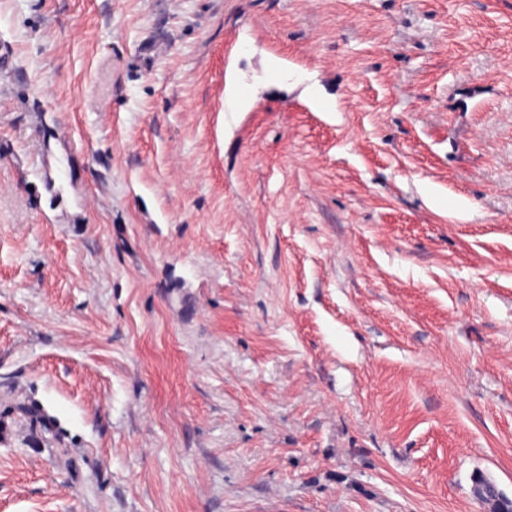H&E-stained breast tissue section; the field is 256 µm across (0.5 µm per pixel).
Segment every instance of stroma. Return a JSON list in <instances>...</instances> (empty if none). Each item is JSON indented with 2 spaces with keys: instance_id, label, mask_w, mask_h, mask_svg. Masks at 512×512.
I'll list each match as a JSON object with an SVG mask.
<instances>
[{
  "instance_id": "obj_1",
  "label": "stroma",
  "mask_w": 512,
  "mask_h": 512,
  "mask_svg": "<svg viewBox=\"0 0 512 512\" xmlns=\"http://www.w3.org/2000/svg\"><path fill=\"white\" fill-rule=\"evenodd\" d=\"M478 473L512 499V0H0V512Z\"/></svg>"
}]
</instances>
